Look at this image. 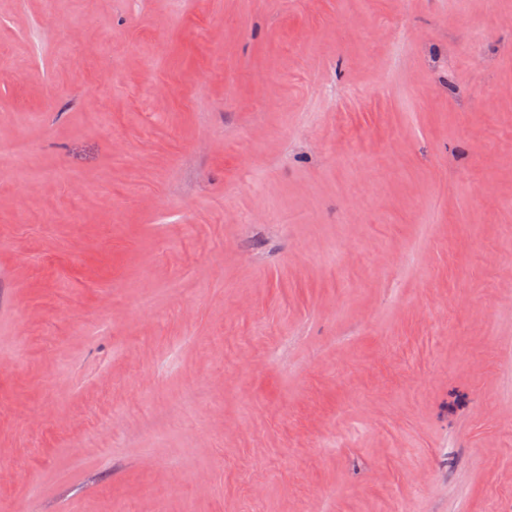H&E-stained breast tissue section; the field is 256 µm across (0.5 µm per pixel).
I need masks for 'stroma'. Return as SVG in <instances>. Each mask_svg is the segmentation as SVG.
Segmentation results:
<instances>
[{
    "label": "stroma",
    "instance_id": "1",
    "mask_svg": "<svg viewBox=\"0 0 512 512\" xmlns=\"http://www.w3.org/2000/svg\"><path fill=\"white\" fill-rule=\"evenodd\" d=\"M512 0H0V512H512Z\"/></svg>",
    "mask_w": 512,
    "mask_h": 512
}]
</instances>
